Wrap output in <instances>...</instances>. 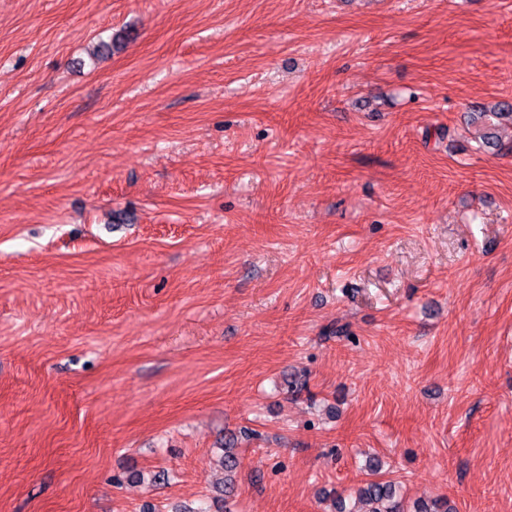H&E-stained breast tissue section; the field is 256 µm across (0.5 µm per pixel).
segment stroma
<instances>
[{"instance_id": "stroma-1", "label": "stroma", "mask_w": 512, "mask_h": 512, "mask_svg": "<svg viewBox=\"0 0 512 512\" xmlns=\"http://www.w3.org/2000/svg\"><path fill=\"white\" fill-rule=\"evenodd\" d=\"M512 0H0V512H512ZM356 498L368 507L364 512H405L391 480L374 477L366 480L356 490Z\"/></svg>"}]
</instances>
